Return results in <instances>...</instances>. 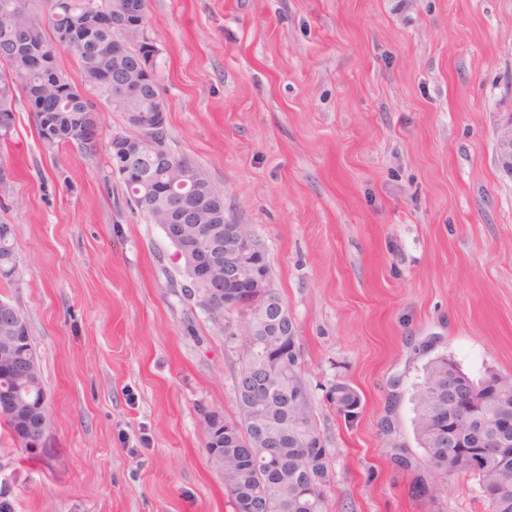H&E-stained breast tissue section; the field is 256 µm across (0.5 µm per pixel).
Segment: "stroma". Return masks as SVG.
<instances>
[{
    "instance_id": "stroma-1",
    "label": "stroma",
    "mask_w": 512,
    "mask_h": 512,
    "mask_svg": "<svg viewBox=\"0 0 512 512\" xmlns=\"http://www.w3.org/2000/svg\"><path fill=\"white\" fill-rule=\"evenodd\" d=\"M147 18L167 145L252 228L296 324L326 512H488L476 479L428 470L411 396L440 354L512 374V0H147ZM16 108L0 299L28 317L51 423L42 461L0 432V491L13 512H232L202 419L237 416L240 343L183 295L105 152L47 147ZM385 417L428 495L390 465ZM497 149L503 172L512 177V117L498 127Z\"/></svg>"
}]
</instances>
